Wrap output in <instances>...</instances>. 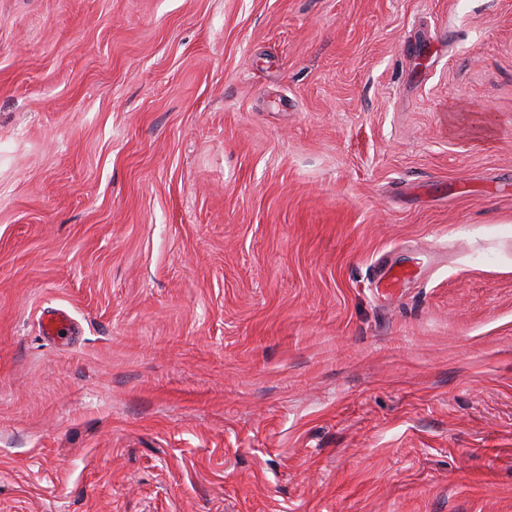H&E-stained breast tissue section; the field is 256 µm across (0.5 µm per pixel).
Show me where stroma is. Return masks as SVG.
Here are the masks:
<instances>
[{"label":"stroma","instance_id":"stroma-1","mask_svg":"<svg viewBox=\"0 0 512 512\" xmlns=\"http://www.w3.org/2000/svg\"><path fill=\"white\" fill-rule=\"evenodd\" d=\"M0 512H512V0H0Z\"/></svg>","mask_w":512,"mask_h":512}]
</instances>
